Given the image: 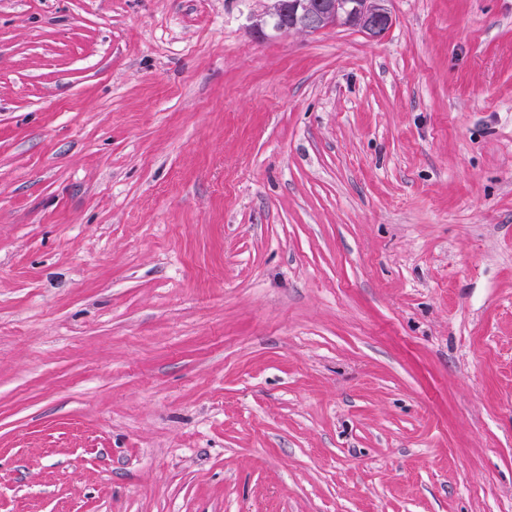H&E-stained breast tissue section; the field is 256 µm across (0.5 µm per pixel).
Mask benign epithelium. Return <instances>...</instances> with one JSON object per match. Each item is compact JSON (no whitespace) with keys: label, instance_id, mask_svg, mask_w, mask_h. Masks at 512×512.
<instances>
[{"label":"benign epithelium","instance_id":"1","mask_svg":"<svg viewBox=\"0 0 512 512\" xmlns=\"http://www.w3.org/2000/svg\"><path fill=\"white\" fill-rule=\"evenodd\" d=\"M384 2L385 0H356L354 12L348 14L345 12L344 0H329L328 6L324 9L315 8L313 0H290L295 21L284 28V31L315 32L345 22L378 36L381 34L380 27L390 20Z\"/></svg>","mask_w":512,"mask_h":512}]
</instances>
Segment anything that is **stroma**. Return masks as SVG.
Wrapping results in <instances>:
<instances>
[{
  "mask_svg": "<svg viewBox=\"0 0 512 512\" xmlns=\"http://www.w3.org/2000/svg\"><path fill=\"white\" fill-rule=\"evenodd\" d=\"M0 0V512H512V0ZM289 1L293 8L295 21L288 27H283L291 20L289 5L286 3L283 7V1L272 0L267 7L266 14H272L282 9L272 16V27L275 30L284 32L292 30H303L306 32H315L328 26H339L342 23L356 25L363 28L372 36H378L382 33L380 27L390 20V16L383 4L385 0H357L355 10L352 14H346L343 0H320L329 1L324 9H316L311 0H284Z\"/></svg>",
  "mask_w": 512,
  "mask_h": 512,
  "instance_id": "1",
  "label": "stroma"
}]
</instances>
